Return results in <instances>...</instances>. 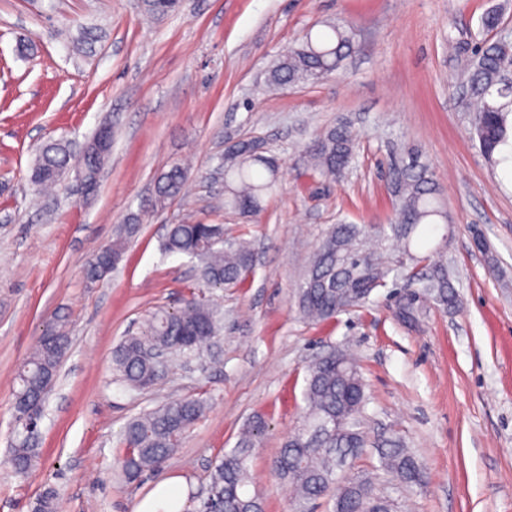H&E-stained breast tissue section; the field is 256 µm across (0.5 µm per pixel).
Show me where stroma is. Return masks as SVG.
<instances>
[{"mask_svg":"<svg viewBox=\"0 0 512 512\" xmlns=\"http://www.w3.org/2000/svg\"><path fill=\"white\" fill-rule=\"evenodd\" d=\"M140 4L0 0V512H32L48 488L61 512H133L174 476L204 497L212 463L258 417L250 472L264 512H332L327 497L298 504L271 462L305 414L309 364L333 347L356 354L366 383L371 446L360 467L395 437L422 463L420 487L378 486L394 512H512V169L481 154L458 62L477 42H512V0H181L153 18ZM491 10L500 23L489 32ZM325 22L355 34L343 67L263 93L272 62ZM340 122L356 136L352 164L336 178L314 173L307 143ZM105 123L114 142L97 194L83 197L71 174L39 194L37 147L83 144ZM246 138L279 167L276 194L250 217L224 207V148ZM411 151L443 190L450 223L426 234L454 274L457 307L411 300L400 279L331 321L302 319L294 295L325 231L391 223V167ZM177 163L189 166L186 195L154 208L156 178ZM134 217L139 230L114 271L89 282L93 251ZM200 221L251 242L244 284L203 287L196 260L162 252L165 225ZM477 230L490 253L476 248ZM195 293L223 317L217 344L191 369L128 389L113 349ZM49 331L69 346L38 458L18 474L16 375ZM184 397L206 401L203 418L160 469L123 481L113 462L125 424Z\"/></svg>","mask_w":512,"mask_h":512,"instance_id":"1","label":"stroma"}]
</instances>
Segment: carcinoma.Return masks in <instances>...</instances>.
I'll return each instance as SVG.
<instances>
[{"instance_id": "carcinoma-1", "label": "carcinoma", "mask_w": 512, "mask_h": 512, "mask_svg": "<svg viewBox=\"0 0 512 512\" xmlns=\"http://www.w3.org/2000/svg\"><path fill=\"white\" fill-rule=\"evenodd\" d=\"M179 0H142L144 12L161 16L175 11ZM353 31L333 22L303 36L297 47L278 58L269 68L270 88L318 80L342 68L353 49ZM512 65V45L486 42L472 51L467 63L469 91L480 103L475 113L474 133L487 160L512 158L502 155L512 147L508 117L512 114V87L503 81L504 69ZM93 135L83 147L87 157L86 176L93 179L110 157L112 148L98 145ZM354 135L345 123H338L314 136L306 153L315 170L340 175L353 159ZM74 158L71 143L51 140L40 147L31 180L46 189L55 186ZM187 170L180 164L161 173L156 181L154 205L160 208L181 196ZM278 189V167L273 158L255 152L248 141L239 140L224 152V207L245 216L263 208L265 198ZM396 197L395 223L333 224L314 253L306 275L295 294V305L302 318L327 322L351 308L367 305L371 297L388 285V278L427 260L413 249L429 224L448 223V211L440 200V185L418 157L394 170ZM401 242L395 254L386 252L389 238ZM224 225L169 224L162 250L170 255H186L198 260L204 283L209 288L236 287L253 267V254L243 241L223 242ZM126 242L120 238L96 251L86 266V277L95 281L105 269L104 256L112 255L117 264ZM407 287L413 296L435 300L443 308L456 306L457 293L448 267L436 261L424 275H409ZM216 312L204 299L184 301L176 311L158 309L140 331L131 334L113 351V369L125 386L140 390L156 381L157 368L145 355L153 346H164L170 356H187L208 346L220 334ZM68 337L45 336L18 371L15 392L16 413L34 415L16 419L13 468L28 472L37 455L31 431L38 428L41 408L54 386ZM307 410L302 423L285 438L273 461V470L290 483L297 501L306 503L332 496L333 512H375L391 508L379 500L374 482L367 474L345 483L337 470L361 459L370 445L365 430V385L356 360L345 351L327 352L309 368L306 378ZM200 399L169 400L132 418L122 434L124 452L117 459L118 474L128 481L162 465L178 446L183 435L203 416ZM263 432L259 421L249 425L235 447L215 463L209 474L206 497L200 508L213 506L219 512H262L259 496L251 491L249 461ZM378 478L401 487L419 486L423 467L416 454L399 440H389L378 451ZM34 512H57V497L47 490L37 499Z\"/></svg>"}]
</instances>
